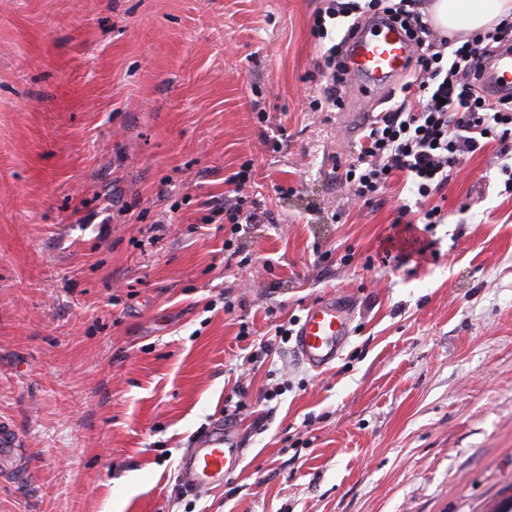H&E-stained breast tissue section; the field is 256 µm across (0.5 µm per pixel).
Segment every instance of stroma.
I'll list each match as a JSON object with an SVG mask.
<instances>
[{
  "instance_id": "1",
  "label": "stroma",
  "mask_w": 512,
  "mask_h": 512,
  "mask_svg": "<svg viewBox=\"0 0 512 512\" xmlns=\"http://www.w3.org/2000/svg\"><path fill=\"white\" fill-rule=\"evenodd\" d=\"M323 5L0 0V419L31 469L0 476V512H512L498 145L428 199L430 230L402 177L352 201L365 125L310 107ZM243 169L262 206L234 234ZM332 294L355 312L328 369L291 342L249 363ZM221 419L240 463L189 489L180 458Z\"/></svg>"
}]
</instances>
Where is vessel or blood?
I'll use <instances>...</instances> for the list:
<instances>
[{
    "label": "vessel or blood",
    "mask_w": 512,
    "mask_h": 512,
    "mask_svg": "<svg viewBox=\"0 0 512 512\" xmlns=\"http://www.w3.org/2000/svg\"><path fill=\"white\" fill-rule=\"evenodd\" d=\"M344 64L354 81L353 99L379 96L411 70L412 42L399 24L375 22L350 41ZM479 87L495 98L512 94V48H497L485 56ZM349 311L346 300L333 296L307 308L296 338L297 354L305 363L321 370L335 361L349 335ZM22 446L13 422L1 419L0 462L15 460ZM238 462L239 450L219 424L183 456L180 467L187 485L202 489L222 480Z\"/></svg>",
    "instance_id": "vessel-or-blood-1"
}]
</instances>
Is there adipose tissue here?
I'll return each instance as SVG.
<instances>
[{
  "label": "adipose tissue",
  "instance_id": "adipose-tissue-1",
  "mask_svg": "<svg viewBox=\"0 0 512 512\" xmlns=\"http://www.w3.org/2000/svg\"><path fill=\"white\" fill-rule=\"evenodd\" d=\"M430 11L437 28L466 35L512 16V0H433Z\"/></svg>",
  "mask_w": 512,
  "mask_h": 512
}]
</instances>
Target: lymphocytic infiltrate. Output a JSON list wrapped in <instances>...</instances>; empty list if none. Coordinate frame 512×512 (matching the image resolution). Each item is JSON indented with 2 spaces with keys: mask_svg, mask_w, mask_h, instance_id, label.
<instances>
[{
  "mask_svg": "<svg viewBox=\"0 0 512 512\" xmlns=\"http://www.w3.org/2000/svg\"><path fill=\"white\" fill-rule=\"evenodd\" d=\"M420 3L399 0L387 7L368 0L364 5L374 16L405 26L416 53L414 78L402 88L404 101L375 116L356 159L341 175L357 200H372L400 173L412 192L429 198L445 186L465 155L492 141L498 142L501 156H512V98H491L477 88L488 48L512 47V19L453 42L432 30ZM364 6L358 0H326L313 28L327 37L328 21Z\"/></svg>",
  "mask_w": 512,
  "mask_h": 512,
  "instance_id": "1",
  "label": "lymphocytic infiltrate"
}]
</instances>
